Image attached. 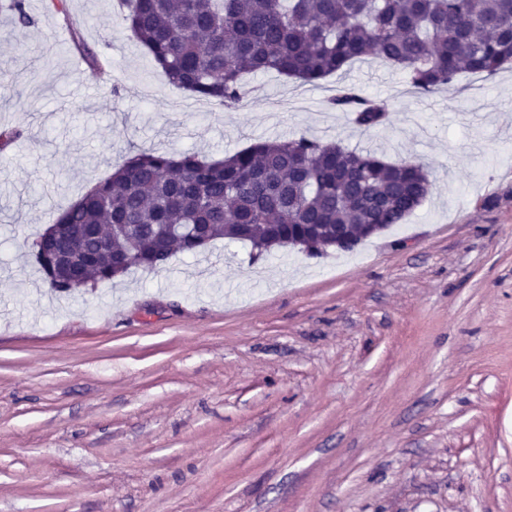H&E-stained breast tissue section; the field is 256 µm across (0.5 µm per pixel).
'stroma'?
Returning <instances> with one entry per match:
<instances>
[{
	"instance_id": "stroma-1",
	"label": "stroma",
	"mask_w": 512,
	"mask_h": 512,
	"mask_svg": "<svg viewBox=\"0 0 512 512\" xmlns=\"http://www.w3.org/2000/svg\"><path fill=\"white\" fill-rule=\"evenodd\" d=\"M0 27V512H512V67L419 94L372 59L319 84L169 83L116 0ZM388 108L365 130L343 87ZM301 136L421 164L426 201L349 251L214 242L50 288L35 242L140 150L219 160ZM52 6L54 10L63 16V18L70 24L72 27V37L73 42L75 44L76 49L84 56L86 61L89 63L90 66L94 68H100L101 65L99 63V60L96 56V54L89 49L81 40L80 38V31L77 26L76 22H73V20L70 17L68 7H67V0H53Z\"/></svg>"
}]
</instances>
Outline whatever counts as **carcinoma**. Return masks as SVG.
<instances>
[{
  "label": "carcinoma",
  "mask_w": 512,
  "mask_h": 512,
  "mask_svg": "<svg viewBox=\"0 0 512 512\" xmlns=\"http://www.w3.org/2000/svg\"><path fill=\"white\" fill-rule=\"evenodd\" d=\"M52 6L76 49L100 67L67 0ZM10 9L15 24H34L25 0ZM119 9L170 83L223 106L238 103L243 78L258 72L316 84L378 58L428 93L459 74L491 77L512 65V0H119ZM331 104L364 129L386 118L384 106L352 88ZM431 188L419 165L314 137L264 140L216 161L140 151L53 218L56 249L69 259L37 261L51 287L69 292L77 271L85 284L110 281L219 238L246 241L258 256L301 239L317 255L336 225L400 224ZM88 224L131 228L114 232L109 248L70 235Z\"/></svg>",
  "instance_id": "carcinoma-1"
}]
</instances>
